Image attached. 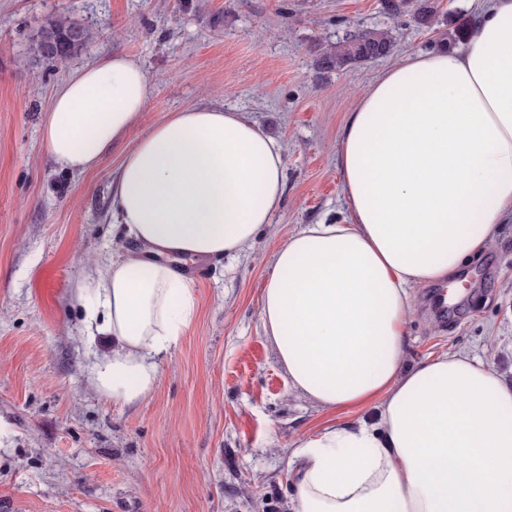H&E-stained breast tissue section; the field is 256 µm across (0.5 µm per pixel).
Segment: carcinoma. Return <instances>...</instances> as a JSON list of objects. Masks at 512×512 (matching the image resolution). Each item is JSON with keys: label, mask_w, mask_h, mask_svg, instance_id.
<instances>
[{"label": "carcinoma", "mask_w": 512, "mask_h": 512, "mask_svg": "<svg viewBox=\"0 0 512 512\" xmlns=\"http://www.w3.org/2000/svg\"><path fill=\"white\" fill-rule=\"evenodd\" d=\"M71 23L72 18L65 14L46 20L44 26L55 30L58 46L52 52L44 54L36 45L34 52L37 56L51 63L63 64L82 51L90 41V33L86 30L81 39L70 40L68 29ZM393 44V37L385 31H366L334 45L314 47V64L320 71H339L383 58L391 52Z\"/></svg>", "instance_id": "1"}]
</instances>
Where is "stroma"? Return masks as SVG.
Returning <instances> with one entry per match:
<instances>
[{
    "label": "stroma",
    "mask_w": 512,
    "mask_h": 512,
    "mask_svg": "<svg viewBox=\"0 0 512 512\" xmlns=\"http://www.w3.org/2000/svg\"><path fill=\"white\" fill-rule=\"evenodd\" d=\"M0 0V512H294L292 442L372 406L326 411L295 394L259 308L271 258L306 224L342 220L341 130L363 89L401 56L465 45L482 0ZM91 34L68 65L32 51L46 19ZM387 30L389 57L338 72L313 46ZM125 52L151 94L139 130L205 105L240 112L280 141L285 196L253 248L195 279L197 313L144 402L121 406L88 385L84 316L71 297L86 262L112 256V180L134 143L90 173L56 167L41 126L69 67ZM465 352L512 383V223L448 280L415 291L408 364Z\"/></svg>",
    "instance_id": "1"
}]
</instances>
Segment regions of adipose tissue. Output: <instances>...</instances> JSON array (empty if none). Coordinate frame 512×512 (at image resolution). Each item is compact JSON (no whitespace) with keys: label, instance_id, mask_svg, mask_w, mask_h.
Instances as JSON below:
<instances>
[{"label":"adipose tissue","instance_id":"1","mask_svg":"<svg viewBox=\"0 0 512 512\" xmlns=\"http://www.w3.org/2000/svg\"><path fill=\"white\" fill-rule=\"evenodd\" d=\"M150 98L115 52L71 70L40 148L95 170ZM347 216L308 224L272 258L259 318L293 391L322 408L376 404L375 422L296 438V512H512V386L463 352L406 367L414 290L448 278L512 219V0H487L464 47L413 54L361 93L338 154ZM282 144L239 113H170L126 152L112 183L134 249L90 265L74 302L110 352L89 385L121 405L149 398L160 359L196 313L174 261L249 249L282 204Z\"/></svg>","mask_w":512,"mask_h":512}]
</instances>
